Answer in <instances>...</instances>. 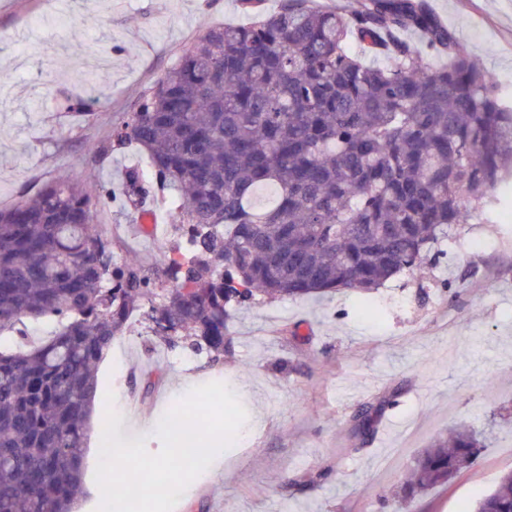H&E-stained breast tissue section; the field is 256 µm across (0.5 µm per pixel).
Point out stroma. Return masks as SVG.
I'll use <instances>...</instances> for the list:
<instances>
[{
    "mask_svg": "<svg viewBox=\"0 0 512 512\" xmlns=\"http://www.w3.org/2000/svg\"><path fill=\"white\" fill-rule=\"evenodd\" d=\"M432 11L488 71L512 89V0H427ZM236 0H0V209L60 176L95 174L116 196L99 222L123 254L154 264L168 251L171 216L153 232L120 197L127 170L143 168L136 146L95 165L88 146L107 140L142 92L183 46L215 24L245 25ZM111 62L92 117L65 111L64 95L84 90L89 49ZM512 180L492 209L477 211L455 238L486 248L447 253L391 280L372 295L381 318L365 316L355 295L236 308L233 343L221 363L159 346L146 311L99 364L97 408L115 396L123 441L145 439L158 453L156 427L195 386L233 385L248 419L232 447L181 495L174 512H386L412 458L449 427L491 431L479 464L448 487L414 500L411 512H469L512 470ZM392 393L364 450L348 455L349 420L358 407ZM328 469V477L313 475Z\"/></svg>",
    "mask_w": 512,
    "mask_h": 512,
    "instance_id": "stroma-1",
    "label": "stroma"
}]
</instances>
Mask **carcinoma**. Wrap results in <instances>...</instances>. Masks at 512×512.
Here are the masks:
<instances>
[{
  "instance_id": "obj_1",
  "label": "carcinoma",
  "mask_w": 512,
  "mask_h": 512,
  "mask_svg": "<svg viewBox=\"0 0 512 512\" xmlns=\"http://www.w3.org/2000/svg\"><path fill=\"white\" fill-rule=\"evenodd\" d=\"M253 17L186 46L138 108L89 147L100 163L129 143L125 203L162 205L176 244L152 268L120 258L100 212L112 188L59 178L0 210V334L58 315L34 346L0 350V512H75L97 366L149 305L159 343L230 349V310L261 296L371 294L494 200L512 171V105L427 0H238ZM416 33L436 65L405 38ZM275 192L256 203L258 189ZM394 400L352 416L354 453ZM488 435L458 425L407 466L401 512L473 468ZM473 512H512V471Z\"/></svg>"
}]
</instances>
